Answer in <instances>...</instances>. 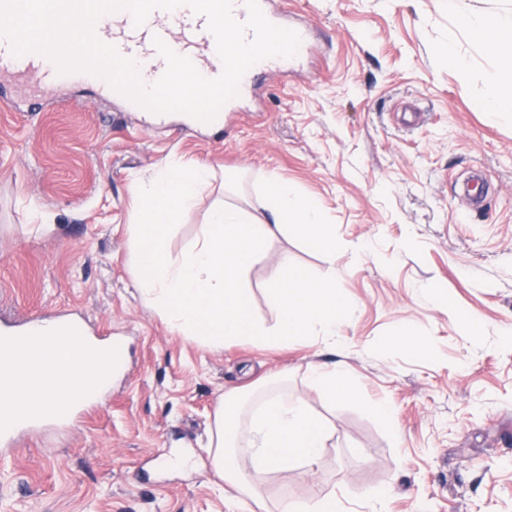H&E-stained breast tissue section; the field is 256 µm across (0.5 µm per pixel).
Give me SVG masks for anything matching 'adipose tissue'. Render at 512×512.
Here are the masks:
<instances>
[{"instance_id":"1","label":"adipose tissue","mask_w":512,"mask_h":512,"mask_svg":"<svg viewBox=\"0 0 512 512\" xmlns=\"http://www.w3.org/2000/svg\"><path fill=\"white\" fill-rule=\"evenodd\" d=\"M475 31H492L486 44L489 53L512 57V11L480 18H468ZM112 370V357L102 347L88 346L77 336H56L35 347L28 360L17 363L15 377L24 388L0 379V410H23L38 406L45 419H54L57 406L75 400L80 382ZM242 396L228 393L215 413L207 447L213 470L236 488L249 486V473L283 472L296 467H314L331 429L315 414L304 398L272 393L253 402L239 413ZM250 436L249 467L241 469L236 439L240 430Z\"/></svg>"}]
</instances>
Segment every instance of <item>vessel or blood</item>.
<instances>
[{
  "label": "vessel or blood",
  "mask_w": 512,
  "mask_h": 512,
  "mask_svg": "<svg viewBox=\"0 0 512 512\" xmlns=\"http://www.w3.org/2000/svg\"><path fill=\"white\" fill-rule=\"evenodd\" d=\"M105 28L107 44L118 52L132 58L138 65V72L145 84L157 81L166 70V61L153 44L154 38H162L177 54L188 57L197 70L206 78L218 77L223 69L216 52V44L207 29L205 16L182 6L172 11L153 10L143 25H134L131 14L119 10L104 14L97 21ZM293 61L289 58L272 57L261 60L243 75L239 95L250 93L259 74L267 71L287 72ZM11 81L26 87L29 95L47 100L59 95L72 84L83 83L101 87L105 97L122 102L125 111L153 121H164L161 113L138 105L122 97L106 78L87 72H59L56 64L38 53L14 55L10 42L0 37V82ZM32 326L15 322H0V360L9 362L23 357L32 342Z\"/></svg>",
  "instance_id": "b4317fda"
}]
</instances>
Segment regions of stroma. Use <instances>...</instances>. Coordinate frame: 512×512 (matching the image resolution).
<instances>
[{
  "mask_svg": "<svg viewBox=\"0 0 512 512\" xmlns=\"http://www.w3.org/2000/svg\"><path fill=\"white\" fill-rule=\"evenodd\" d=\"M288 6L311 28V56L263 76L222 126L189 129L175 113L149 125L82 84L58 106L0 111V318L83 315L119 341L125 365L101 408L22 434L0 456V512H276L281 498L315 494L373 512L372 486L389 487L387 512H512V344L500 333L512 324V112L486 106L502 60L448 0ZM445 43L466 76L436 55ZM163 163L216 174L169 235L175 257L216 201L263 215L261 180L320 201L342 245L335 260L280 235L245 286L270 325L281 256L334 277L353 306L335 341L214 347L143 300L135 189ZM403 336L427 338L429 352ZM344 363L352 398L307 388L311 368ZM278 375L333 433L313 469L254 476V499L215 475L206 445L226 391ZM170 454L193 464L165 465Z\"/></svg>",
  "mask_w": 512,
  "mask_h": 512,
  "instance_id": "1",
  "label": "stroma"
}]
</instances>
